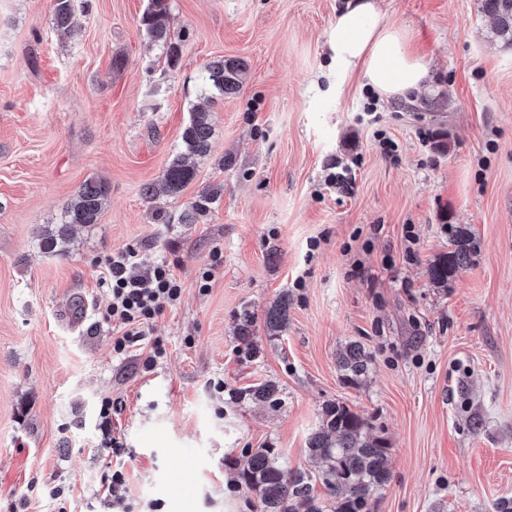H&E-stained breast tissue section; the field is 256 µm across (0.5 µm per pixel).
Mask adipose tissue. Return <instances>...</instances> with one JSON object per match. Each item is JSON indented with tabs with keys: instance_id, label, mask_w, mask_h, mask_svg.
<instances>
[{
	"instance_id": "1",
	"label": "adipose tissue",
	"mask_w": 512,
	"mask_h": 512,
	"mask_svg": "<svg viewBox=\"0 0 512 512\" xmlns=\"http://www.w3.org/2000/svg\"><path fill=\"white\" fill-rule=\"evenodd\" d=\"M330 48L337 64L361 68L367 84L385 98H408L426 86L427 70L399 27L385 21L376 0H350L336 18Z\"/></svg>"
}]
</instances>
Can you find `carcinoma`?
<instances>
[{
	"label": "carcinoma",
	"mask_w": 512,
	"mask_h": 512,
	"mask_svg": "<svg viewBox=\"0 0 512 512\" xmlns=\"http://www.w3.org/2000/svg\"><path fill=\"white\" fill-rule=\"evenodd\" d=\"M482 9L495 22L494 34L512 45V0H481ZM53 20L57 29L71 34L78 26L73 0H53ZM167 0H150L142 23L156 42L167 48L169 58L177 56V47L168 42ZM245 64L235 59H217L206 67V85L223 95L235 94L242 87ZM213 127L210 112L194 106L182 132V150L165 166L160 180L162 192L178 196L196 177L191 159L210 151ZM108 188L102 181H86L67 204L61 223L39 233V246L47 252H63L71 240L75 224H95L107 201ZM210 198L204 196L191 203L180 220L189 224L206 212ZM468 240L459 239L454 251L444 260L431 265L429 277L436 284L448 283V276L469 260ZM288 324V294L274 302L266 314L265 328L276 335ZM254 320L249 315L240 318L237 336L241 343L254 348ZM372 364L364 347L352 342L340 351L337 366L343 379L355 384L362 380ZM278 388L263 383L249 389L254 401L276 404ZM309 456L318 461L316 475L291 473L280 462L274 448H258L249 457L247 466L239 472V480L255 493L258 512H371L372 498L390 479L389 448L386 441L373 435L372 426L362 415L344 403L327 406L321 427L308 441ZM319 482L325 497L314 493L313 482Z\"/></svg>",
	"instance_id": "cac0c4a2"
}]
</instances>
